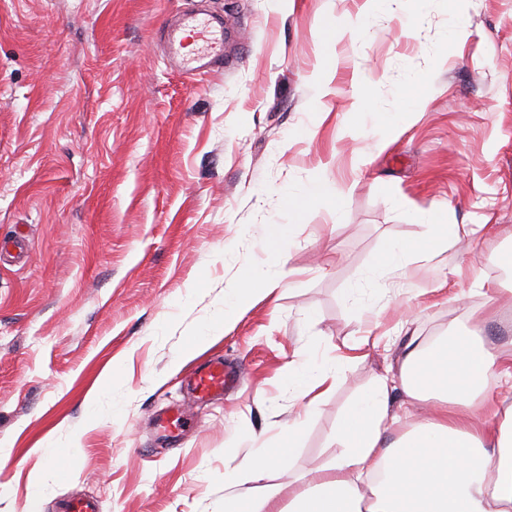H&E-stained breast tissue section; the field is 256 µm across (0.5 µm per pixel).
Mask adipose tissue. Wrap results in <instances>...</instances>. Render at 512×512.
Returning <instances> with one entry per match:
<instances>
[{
    "label": "adipose tissue",
    "mask_w": 512,
    "mask_h": 512,
    "mask_svg": "<svg viewBox=\"0 0 512 512\" xmlns=\"http://www.w3.org/2000/svg\"><path fill=\"white\" fill-rule=\"evenodd\" d=\"M458 239L457 227L434 224L426 238L390 246L381 264L402 271L412 259L446 254ZM280 283L273 263L257 270L252 282L238 283L217 327L199 332L198 346ZM397 372L406 398L428 404L420 421L389 439L399 417L390 406L388 376H376L341 419V450L330 465L274 484L269 477L296 450L306 417L338 382L334 367L289 362L288 377L303 410L289 420L285 444L274 451L259 448L248 474L225 469L224 512H512V400L490 401L484 421L472 412L473 400L491 380L512 382V349L491 351L470 329L415 343L400 357Z\"/></svg>",
    "instance_id": "adipose-tissue-1"
}]
</instances>
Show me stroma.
Instances as JSON below:
<instances>
[{"label":"stroma","mask_w":512,"mask_h":512,"mask_svg":"<svg viewBox=\"0 0 512 512\" xmlns=\"http://www.w3.org/2000/svg\"><path fill=\"white\" fill-rule=\"evenodd\" d=\"M190 10L223 17L233 50L189 78L156 36ZM432 224L467 233L378 269ZM510 253L512 0H0V512L84 495L224 512L225 467L301 408L285 371L300 354L340 380L272 480L327 466L346 405L411 339L480 322L491 349L512 342V300L476 286L512 289ZM275 256L280 287L183 360ZM218 356L241 380L197 405L187 381ZM163 413L192 430L166 436Z\"/></svg>","instance_id":"obj_1"}]
</instances>
